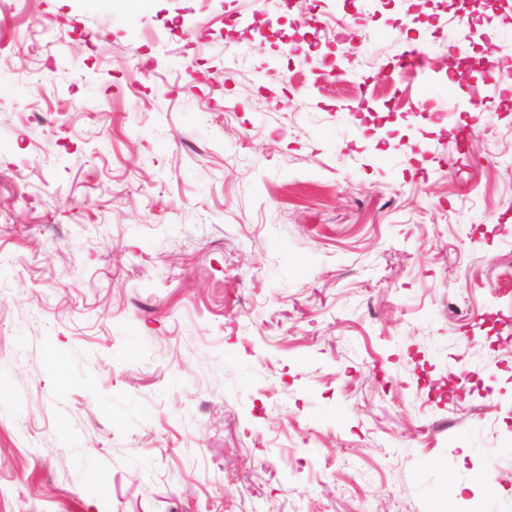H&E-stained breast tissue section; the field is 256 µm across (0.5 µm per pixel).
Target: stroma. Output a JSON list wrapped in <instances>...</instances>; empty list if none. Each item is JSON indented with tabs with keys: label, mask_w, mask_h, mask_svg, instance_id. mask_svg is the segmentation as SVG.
<instances>
[{
	"label": "stroma",
	"mask_w": 512,
	"mask_h": 512,
	"mask_svg": "<svg viewBox=\"0 0 512 512\" xmlns=\"http://www.w3.org/2000/svg\"><path fill=\"white\" fill-rule=\"evenodd\" d=\"M357 4L0 14V512H512V0Z\"/></svg>",
	"instance_id": "stroma-1"
}]
</instances>
